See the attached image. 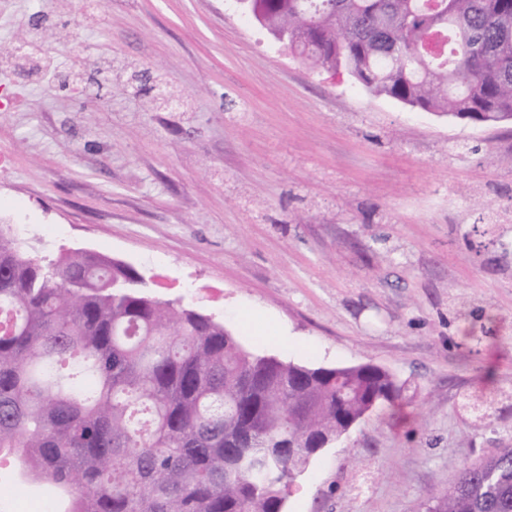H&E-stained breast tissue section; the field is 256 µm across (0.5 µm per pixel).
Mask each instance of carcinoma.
<instances>
[{
  "label": "carcinoma",
  "instance_id": "cac0c4a2",
  "mask_svg": "<svg viewBox=\"0 0 512 512\" xmlns=\"http://www.w3.org/2000/svg\"><path fill=\"white\" fill-rule=\"evenodd\" d=\"M312 68L479 123L512 121V0H249ZM0 458L63 512H282L311 457L402 385L244 349L94 252L41 260L0 224ZM425 512H512V448Z\"/></svg>",
  "mask_w": 512,
  "mask_h": 512
}]
</instances>
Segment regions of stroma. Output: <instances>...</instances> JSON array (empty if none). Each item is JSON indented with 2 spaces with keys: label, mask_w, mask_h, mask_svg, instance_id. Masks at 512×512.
Here are the masks:
<instances>
[{
  "label": "stroma",
  "mask_w": 512,
  "mask_h": 512,
  "mask_svg": "<svg viewBox=\"0 0 512 512\" xmlns=\"http://www.w3.org/2000/svg\"><path fill=\"white\" fill-rule=\"evenodd\" d=\"M87 2L0 0V222L46 260L131 265L255 353L397 378L402 407L313 456L284 512H422L512 447V123L310 69L232 0ZM77 68L113 97L57 90ZM489 393L484 428L462 403Z\"/></svg>",
  "instance_id": "35a3bbf8"
}]
</instances>
